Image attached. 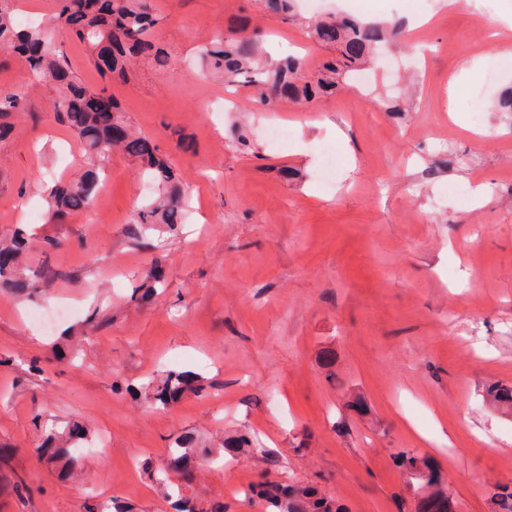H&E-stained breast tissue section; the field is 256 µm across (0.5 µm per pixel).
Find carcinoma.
I'll return each mask as SVG.
<instances>
[{
  "label": "carcinoma",
  "mask_w": 512,
  "mask_h": 512,
  "mask_svg": "<svg viewBox=\"0 0 512 512\" xmlns=\"http://www.w3.org/2000/svg\"><path fill=\"white\" fill-rule=\"evenodd\" d=\"M11 2L0 0V50L19 56L30 73L56 84V118L76 136L89 161L78 179L51 190L45 210L47 223H62L68 215L91 205L103 168L112 151L120 149L141 165L158 189L156 196L136 206L132 234L147 231L154 224L176 229L184 222L187 190L160 147L131 128L120 104L105 87L115 78H124L128 61L143 53H150L160 69L171 67V53L157 42L158 18L152 13L149 0H55L56 8L48 22L23 29L16 23ZM259 2L272 18L296 16V0ZM56 30L90 48V62L104 86L93 89L81 82L68 57L55 44ZM309 34L340 52L338 58L322 63L314 72L304 69L303 61L294 57L277 61L264 58L261 42L265 32L259 27L239 37L214 38L201 50L200 58L210 73L224 78L225 85L256 88L253 102L258 105H266L275 95L297 104L309 103L321 95L335 93L340 82L353 76L361 65L374 59L381 46L394 39L397 27L330 14L318 20ZM31 111L28 93L20 88L0 90V138L12 132L7 121L12 113ZM28 248V241L21 237L0 240V287L16 295H32L53 279V273L43 267L32 270L22 266V256ZM148 388V402L168 408L189 394L200 395L203 385L191 371L170 370L159 381L149 383ZM487 397L495 405L512 408V386L492 385ZM87 435L89 430L84 424L73 422L60 432L50 431L36 452L41 458L64 462L63 475L68 477L76 466L71 449L82 447ZM249 451L251 441L245 436L228 438L221 447L210 448L197 436L185 433L170 447L166 470L155 471L153 476L160 491L168 495L169 474L189 484L194 480L197 461L215 454L233 458ZM395 459L419 491L417 512H454L440 472L429 459L405 449ZM490 495L498 512H512V490L496 486ZM248 497L262 504L266 512H347L345 506L316 488L300 482L286 484L272 478L268 469L249 486ZM175 510L231 512L230 505L222 501L209 502L204 508L194 498L182 495L176 500Z\"/></svg>",
  "instance_id": "obj_1"
}]
</instances>
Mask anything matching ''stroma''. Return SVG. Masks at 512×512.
Wrapping results in <instances>:
<instances>
[{
    "instance_id": "35a3bbf8",
    "label": "stroma",
    "mask_w": 512,
    "mask_h": 512,
    "mask_svg": "<svg viewBox=\"0 0 512 512\" xmlns=\"http://www.w3.org/2000/svg\"><path fill=\"white\" fill-rule=\"evenodd\" d=\"M153 6L173 69L142 56L107 86L188 192L177 230L131 235L155 187L120 152L93 205L39 220L48 187L79 177L85 158L55 119L56 89L0 57V88L28 84L38 105L0 141V238L23 233L28 265L57 274L32 298L0 288V512H87L110 496L174 512L142 463L162 467L185 432L207 444L248 435L280 452L279 478L314 483L349 512H415L394 459L410 449L436 463L456 512H494L488 485L512 486V412L483 398L491 383L512 385V120L491 107L512 71L488 35L512 20V0H302L299 23L264 17L254 0ZM412 8L430 22L368 69V86L304 107L256 108L246 88L226 96L196 57L247 19L271 57L291 49L313 70L333 52L305 20L340 10L402 23ZM405 72L415 100L384 111ZM228 97L237 111H218ZM273 124L291 128L287 147L269 141ZM236 132L248 148L230 146ZM327 145L340 157L329 183ZM157 262L163 291L140 304ZM56 302L74 309L42 331L28 322ZM170 368L197 372L205 391L149 407L145 383ZM357 398L365 412L350 408ZM72 421L112 453L65 480L35 449ZM259 470L247 455L208 463L186 492L265 512L240 493Z\"/></svg>"
}]
</instances>
